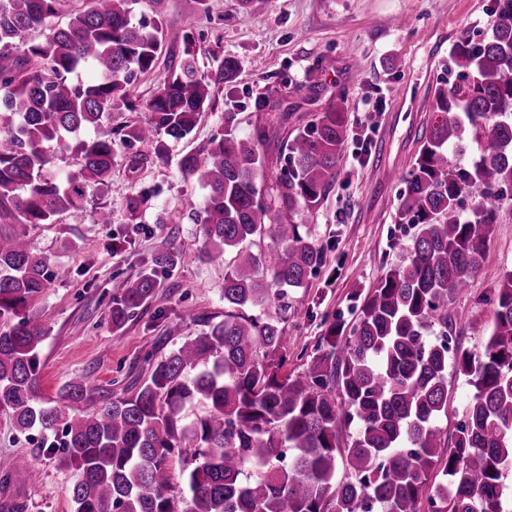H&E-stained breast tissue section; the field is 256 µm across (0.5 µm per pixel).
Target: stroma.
<instances>
[{
  "label": "stroma",
  "mask_w": 512,
  "mask_h": 512,
  "mask_svg": "<svg viewBox=\"0 0 512 512\" xmlns=\"http://www.w3.org/2000/svg\"><path fill=\"white\" fill-rule=\"evenodd\" d=\"M162 10L168 26L193 30L202 72L231 56L240 74L232 89L217 92L213 109L202 114L188 139L169 142L164 159L155 158L149 143L117 148L111 177L90 189L84 209L28 227L33 252L47 257L53 271L28 308L46 330L38 359L40 393L49 406L60 404L66 383L79 376L95 387L96 399L122 395L147 379L152 364L182 338L198 335L201 317L223 320L219 287L231 258L203 256L199 215L207 191L183 176L179 161L207 146L225 113H236L240 137L251 136L261 97L289 115L261 148L273 175L287 164L283 140L325 111L330 100H340L346 115L335 183L315 209L294 217L326 256L303 287L288 291L285 370L307 369L326 322L353 321L354 296L366 294L405 261L418 228L406 222L400 205L435 89L456 78L448 67L460 33L481 42L492 20V0H269L253 16L243 15L239 0H210L206 14L195 11L191 0H164ZM399 17L406 18L405 26H396ZM132 152L144 158L133 171L126 166ZM137 194L145 202L133 217L126 200ZM100 207L111 210V223L95 222ZM116 238L121 248H113ZM167 239L186 262L159 272L162 286L148 306L113 328V279L136 276ZM510 269L512 215H506L469 288L448 305L453 343L471 350L483 345L465 321L490 323L492 309L481 298ZM174 324L181 325V336L168 335ZM48 444L39 432L16 430L10 413L0 409V457L11 463L0 472V504L21 502L25 512H72L70 491L79 473Z\"/></svg>",
  "instance_id": "35a3bbf8"
}]
</instances>
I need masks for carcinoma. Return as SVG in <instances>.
I'll return each instance as SVG.
<instances>
[{
    "label": "carcinoma",
    "mask_w": 512,
    "mask_h": 512,
    "mask_svg": "<svg viewBox=\"0 0 512 512\" xmlns=\"http://www.w3.org/2000/svg\"><path fill=\"white\" fill-rule=\"evenodd\" d=\"M58 0H0V407L20 430L62 429V457L80 473L74 512H504L501 485L512 469V270L492 289V328L476 353L429 339L448 328V301L469 288L487 253L503 201L512 199V0H493L494 22L479 44L459 36L456 80L436 87L434 118L407 180L403 211L420 225L407 262L369 291L356 322L334 319L311 365L283 373L287 337L272 301L288 308L323 266L293 221L336 181L346 141L343 106L334 102L287 148L288 167L271 185L259 145L228 112L203 152H187L181 171L207 189L202 223L207 252L234 253L220 288L224 320L186 339L152 365L125 396L95 403L74 378L64 403L39 390L42 325L20 313L49 282L47 258L31 250L23 225L51 224L84 207L89 190L112 174L116 146L188 138L212 108L214 89L235 83L239 62L203 74L195 35L162 18L133 21L138 0H88L86 9L44 38ZM181 43L138 124L112 123L133 108L131 93L169 43ZM89 66L94 77L75 85ZM89 130L80 168L60 179L46 144ZM470 154L467 163L452 161ZM280 247L251 245L266 233ZM184 260L163 242L143 271L113 282L112 326L122 327L155 295L157 270ZM271 281L254 275L259 266ZM250 313H245V310ZM472 393L464 420L447 436L448 358ZM203 412L192 418L189 405ZM354 427L348 440L343 430ZM442 481H437V478Z\"/></svg>",
    "instance_id": "carcinoma-1"
}]
</instances>
